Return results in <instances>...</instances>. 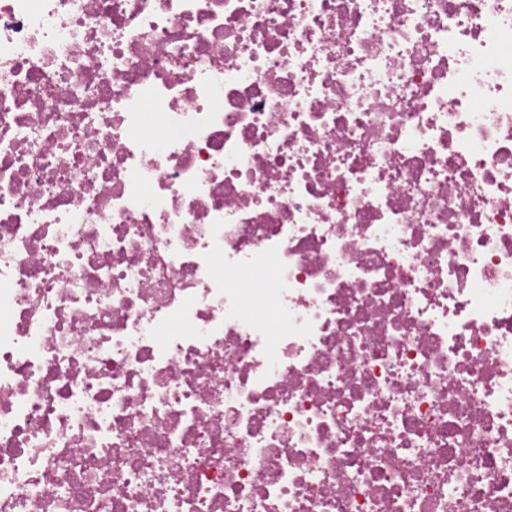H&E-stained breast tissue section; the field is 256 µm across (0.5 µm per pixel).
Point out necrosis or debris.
I'll use <instances>...</instances> for the list:
<instances>
[{
  "label": "necrosis or debris",
  "mask_w": 512,
  "mask_h": 512,
  "mask_svg": "<svg viewBox=\"0 0 512 512\" xmlns=\"http://www.w3.org/2000/svg\"><path fill=\"white\" fill-rule=\"evenodd\" d=\"M0 512H512V0H0Z\"/></svg>",
  "instance_id": "4bbe7bcc"
}]
</instances>
